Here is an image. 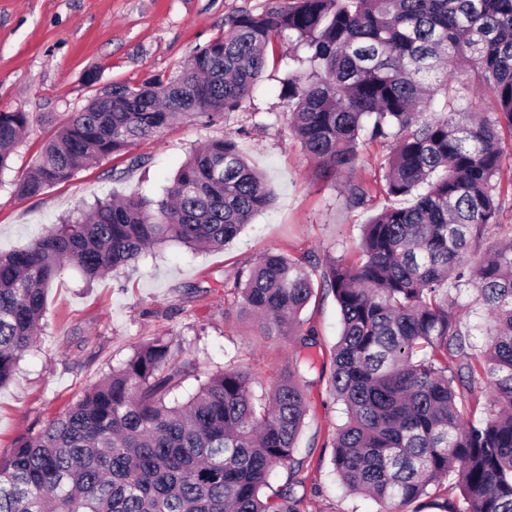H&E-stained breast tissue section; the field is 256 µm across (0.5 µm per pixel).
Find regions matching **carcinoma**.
<instances>
[{"label":"carcinoma","instance_id":"obj_1","mask_svg":"<svg viewBox=\"0 0 512 512\" xmlns=\"http://www.w3.org/2000/svg\"><path fill=\"white\" fill-rule=\"evenodd\" d=\"M224 25L173 74L94 95L15 191L38 196L176 121L217 124L243 107L273 37L294 40L306 57H288L299 67H288L281 96L305 151L337 178L363 143L390 140L387 194L412 198L365 225L357 263L333 261L322 274L342 324L329 384L346 421L333 468L382 512H409L450 474L462 499L447 512H512V239L477 264L470 257L499 214L501 132L512 134V0H273ZM472 70L492 111L429 112L435 97L455 99L454 84ZM28 124L26 112H0V172ZM368 194L353 184L348 202L361 207ZM270 201L262 175L224 137L194 149L162 199H100L0 254V385L33 345L65 264L91 280L154 245L222 247ZM233 286L262 334L316 344L301 318L314 284L298 261L268 252ZM451 288L476 291L490 315L478 354ZM308 367L296 362L257 396L241 369L202 377L176 365L162 341L145 343L0 457V512H298L294 451L308 412L299 378ZM190 376L198 387L182 402ZM484 379V416L467 421L462 406ZM276 467L294 481L266 496Z\"/></svg>","mask_w":512,"mask_h":512}]
</instances>
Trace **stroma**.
<instances>
[{
  "mask_svg": "<svg viewBox=\"0 0 512 512\" xmlns=\"http://www.w3.org/2000/svg\"><path fill=\"white\" fill-rule=\"evenodd\" d=\"M268 0H0V112H25L29 128L0 173V252L25 246L81 205L112 194L160 198L189 152L223 136L235 140L247 163L266 178L272 195L239 235L221 249L192 251L168 242L136 264L86 282L65 266L47 293L34 346L14 378L0 386V457L17 440L62 414L83 393L157 338L176 364L211 374L227 367L248 372L255 389L269 387L299 354L309 412L297 443L303 462L294 488L299 512H380L373 499L347 492L332 464V438L346 415L328 380L341 322L331 292L317 290L302 313L318 332L317 346L299 351L281 336L262 335L238 313L233 277L266 252L301 260L320 280L331 262H354L362 226L385 208L382 174L391 143L362 146L356 166L324 178L293 135L289 107L280 95L293 45L274 39L275 56L239 111L223 122L171 124L132 147L129 154L92 164L68 181L22 198L14 184L39 156L45 141L73 112L114 82L136 86L175 72L190 53L222 34L227 17L261 10ZM96 73L88 84L87 73ZM364 183L366 204L348 205L346 187ZM497 191L499 221L477 243L486 255L512 239V159Z\"/></svg>",
  "mask_w": 512,
  "mask_h": 512,
  "instance_id": "obj_1",
  "label": "stroma"
}]
</instances>
